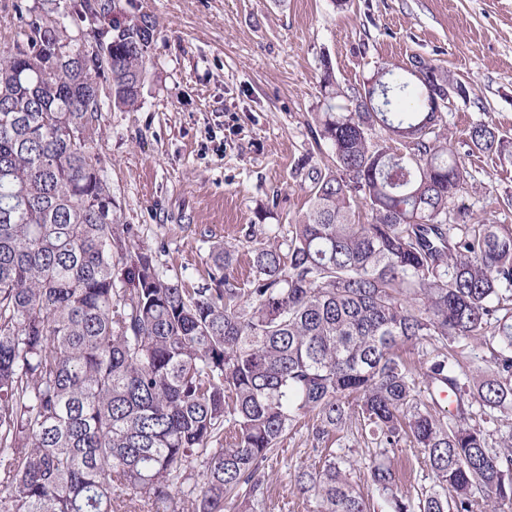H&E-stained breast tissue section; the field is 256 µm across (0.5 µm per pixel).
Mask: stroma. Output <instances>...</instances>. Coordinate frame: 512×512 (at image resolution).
Listing matches in <instances>:
<instances>
[{"mask_svg":"<svg viewBox=\"0 0 512 512\" xmlns=\"http://www.w3.org/2000/svg\"><path fill=\"white\" fill-rule=\"evenodd\" d=\"M120 20L150 17L155 34L140 103L97 115L105 177L137 242L170 276L202 288L215 244L245 280L255 241L286 235L309 205L312 167L332 161L316 133L320 79L331 71L353 106L381 63L418 57L447 67L471 101L444 114L443 131L470 173L458 200L471 220L512 224V165L472 152L466 130L485 122L512 138V0H114ZM255 239H248V232ZM357 421L334 448L363 485L373 460L418 490L434 477L418 449L365 442ZM306 428L290 431L265 512H313L296 471L322 463Z\"/></svg>","mask_w":512,"mask_h":512,"instance_id":"obj_1","label":"stroma"}]
</instances>
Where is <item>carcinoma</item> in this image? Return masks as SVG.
<instances>
[{
    "label": "carcinoma",
    "mask_w": 512,
    "mask_h": 512,
    "mask_svg": "<svg viewBox=\"0 0 512 512\" xmlns=\"http://www.w3.org/2000/svg\"><path fill=\"white\" fill-rule=\"evenodd\" d=\"M13 9L24 24L0 56V512H225L229 499L263 512L279 445L308 415L321 443L355 415L376 446L421 448L435 477L414 497L374 463V501L325 448L321 468L296 474L317 512L512 504V447L468 423L475 406L512 419V225L453 209L469 172L427 105L457 82L448 69L425 61L423 81L378 66L371 112L338 111L325 71L315 123L332 166L313 176L309 209L284 242L258 243L246 282L220 250L209 286L187 288L122 222L93 127L104 76L114 107L138 105L152 22L99 28L111 0L30 20L26 0ZM70 25L92 39L66 42ZM466 139L512 163L492 126ZM476 336L490 350L478 377L456 350ZM422 341L428 384L454 395L440 416L400 354Z\"/></svg>",
    "instance_id": "cac0c4a2"
}]
</instances>
